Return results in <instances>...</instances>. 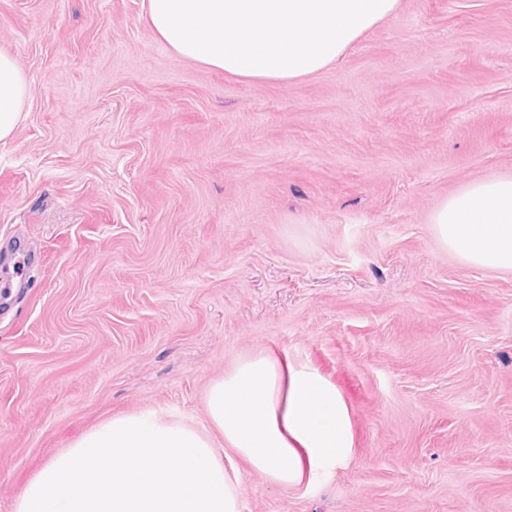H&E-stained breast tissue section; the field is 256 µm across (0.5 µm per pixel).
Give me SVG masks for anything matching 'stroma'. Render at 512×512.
Segmentation results:
<instances>
[{
  "mask_svg": "<svg viewBox=\"0 0 512 512\" xmlns=\"http://www.w3.org/2000/svg\"><path fill=\"white\" fill-rule=\"evenodd\" d=\"M0 512L102 420L202 426L260 349L341 389L354 454L241 512H512V273L431 216L512 177V0H401L320 74L175 57L144 0H0ZM31 93L32 85L14 57L0 51V141L16 132Z\"/></svg>",
  "mask_w": 512,
  "mask_h": 512,
  "instance_id": "obj_1",
  "label": "stroma"
}]
</instances>
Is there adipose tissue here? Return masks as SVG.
I'll return each mask as SVG.
<instances>
[{
  "mask_svg": "<svg viewBox=\"0 0 512 512\" xmlns=\"http://www.w3.org/2000/svg\"><path fill=\"white\" fill-rule=\"evenodd\" d=\"M401 0H147L154 33L179 59L254 81L288 84L341 59ZM32 93L0 51V141ZM431 222L468 264L512 271V177L470 183ZM209 425L139 412L112 417L48 461L13 512H240L242 485L226 452L280 488L332 474L350 459L354 429L338 386L309 362L259 351L212 382Z\"/></svg>",
  "mask_w": 512,
  "mask_h": 512,
  "instance_id": "1",
  "label": "adipose tissue"
}]
</instances>
